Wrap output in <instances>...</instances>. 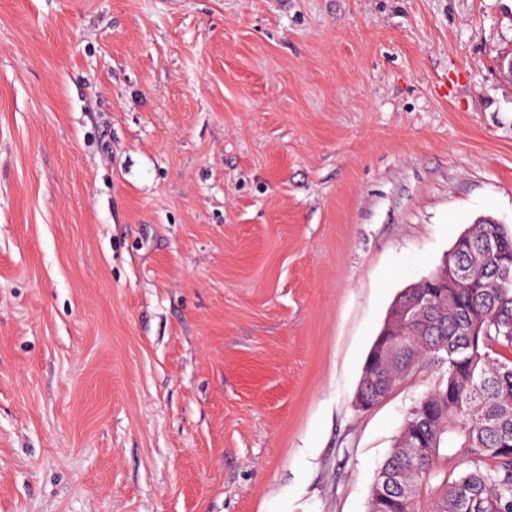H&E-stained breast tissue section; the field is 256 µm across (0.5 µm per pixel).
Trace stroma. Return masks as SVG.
Returning <instances> with one entry per match:
<instances>
[{
    "instance_id": "obj_1",
    "label": "stroma",
    "mask_w": 512,
    "mask_h": 512,
    "mask_svg": "<svg viewBox=\"0 0 512 512\" xmlns=\"http://www.w3.org/2000/svg\"><path fill=\"white\" fill-rule=\"evenodd\" d=\"M511 62L512 0H0V512H367ZM395 349V338L388 329H384L377 339L371 356L368 359L367 369L370 374H375L377 365L383 356L390 357ZM404 357L396 355L385 360L378 368L375 379L378 387L383 388L387 394L406 375L403 373Z\"/></svg>"
}]
</instances>
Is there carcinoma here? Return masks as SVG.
<instances>
[{"mask_svg":"<svg viewBox=\"0 0 512 512\" xmlns=\"http://www.w3.org/2000/svg\"><path fill=\"white\" fill-rule=\"evenodd\" d=\"M488 238L512 252V231L502 224H473L469 245L450 264L468 277L448 289L449 301L425 310L434 326L406 327L399 341L420 363L446 365L445 381L411 411L379 468L371 512H512V329L499 322L512 311V282L503 285ZM487 328L471 340L460 326ZM404 357L378 368L379 387L404 378Z\"/></svg>","mask_w":512,"mask_h":512,"instance_id":"cac0c4a2","label":"carcinoma"}]
</instances>
